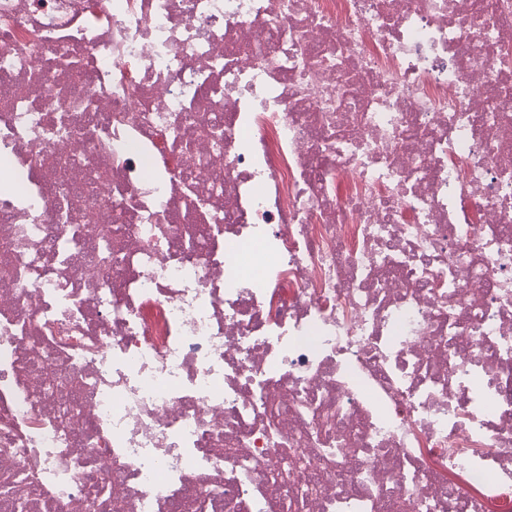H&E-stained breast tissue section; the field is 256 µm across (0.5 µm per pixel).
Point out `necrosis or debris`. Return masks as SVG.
<instances>
[{
	"instance_id": "necrosis-or-debris-1",
	"label": "necrosis or debris",
	"mask_w": 512,
	"mask_h": 512,
	"mask_svg": "<svg viewBox=\"0 0 512 512\" xmlns=\"http://www.w3.org/2000/svg\"><path fill=\"white\" fill-rule=\"evenodd\" d=\"M503 486L512 0H0V512Z\"/></svg>"
}]
</instances>
